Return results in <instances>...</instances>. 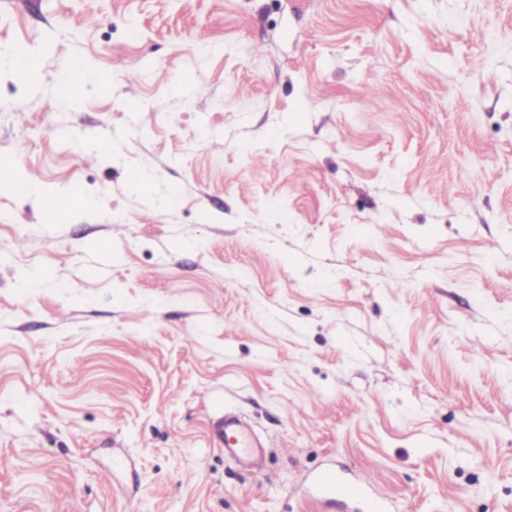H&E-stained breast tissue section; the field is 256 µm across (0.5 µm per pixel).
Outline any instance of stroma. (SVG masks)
Listing matches in <instances>:
<instances>
[{"label":"stroma","instance_id":"stroma-1","mask_svg":"<svg viewBox=\"0 0 512 512\" xmlns=\"http://www.w3.org/2000/svg\"><path fill=\"white\" fill-rule=\"evenodd\" d=\"M0 46V512H362L328 466L512 512V0H0ZM216 434L224 438V453L230 458L252 457L258 453L251 431L232 414H225L217 423ZM364 480L358 482L349 481L334 471H326L320 474L311 484L310 490L318 495L337 499H361L367 497Z\"/></svg>","mask_w":512,"mask_h":512}]
</instances>
